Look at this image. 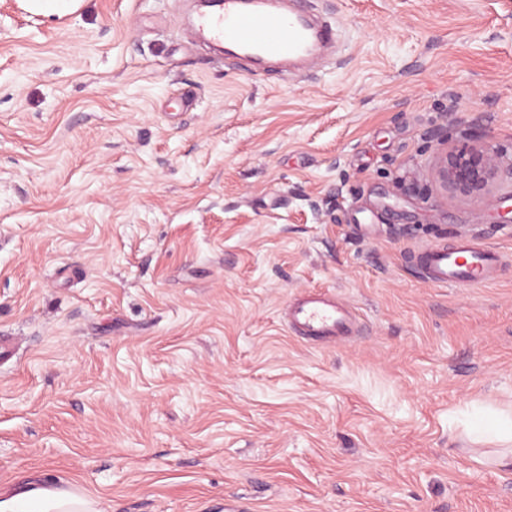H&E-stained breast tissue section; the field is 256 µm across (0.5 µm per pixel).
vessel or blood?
<instances>
[{
	"mask_svg": "<svg viewBox=\"0 0 512 512\" xmlns=\"http://www.w3.org/2000/svg\"><path fill=\"white\" fill-rule=\"evenodd\" d=\"M192 29L210 43L230 48L253 63L315 65V52L335 46L336 25L312 0H205ZM500 256L476 241L457 239L421 253L420 277L432 284L470 287L494 280ZM288 325L301 336L346 341L357 331L354 313L327 294L312 290L288 306Z\"/></svg>",
	"mask_w": 512,
	"mask_h": 512,
	"instance_id": "1",
	"label": "vessel or blood"
}]
</instances>
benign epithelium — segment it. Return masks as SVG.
Returning a JSON list of instances; mask_svg holds the SVG:
<instances>
[{
  "instance_id": "7a95c632",
  "label": "benign epithelium",
  "mask_w": 512,
  "mask_h": 512,
  "mask_svg": "<svg viewBox=\"0 0 512 512\" xmlns=\"http://www.w3.org/2000/svg\"><path fill=\"white\" fill-rule=\"evenodd\" d=\"M436 174L442 184L483 200L494 180L505 175L512 179V165L502 167L495 151L481 141L442 155Z\"/></svg>"
}]
</instances>
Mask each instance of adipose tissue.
<instances>
[{
    "label": "adipose tissue",
    "mask_w": 512,
    "mask_h": 512,
    "mask_svg": "<svg viewBox=\"0 0 512 512\" xmlns=\"http://www.w3.org/2000/svg\"><path fill=\"white\" fill-rule=\"evenodd\" d=\"M474 441L502 444L497 464L512 461V416L489 413L469 429ZM0 512H95L91 495L33 482L21 493L0 495Z\"/></svg>",
    "instance_id": "obj_1"
}]
</instances>
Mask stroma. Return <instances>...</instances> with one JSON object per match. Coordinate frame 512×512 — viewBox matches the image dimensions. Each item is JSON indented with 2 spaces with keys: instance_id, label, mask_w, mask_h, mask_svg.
Returning a JSON list of instances; mask_svg holds the SVG:
<instances>
[{
  "instance_id": "obj_1",
  "label": "stroma",
  "mask_w": 512,
  "mask_h": 512,
  "mask_svg": "<svg viewBox=\"0 0 512 512\" xmlns=\"http://www.w3.org/2000/svg\"><path fill=\"white\" fill-rule=\"evenodd\" d=\"M322 66L250 72L188 0H0V492L97 512H512L466 432L512 409V184L444 189L478 136L512 163V0H314ZM473 238L490 283L410 250ZM321 290L363 324L289 330ZM501 257L476 241L456 239L423 251L418 257L420 277L432 284L470 287L494 280ZM0 512H95V507L89 494L32 482L21 493L0 495Z\"/></svg>"
}]
</instances>
